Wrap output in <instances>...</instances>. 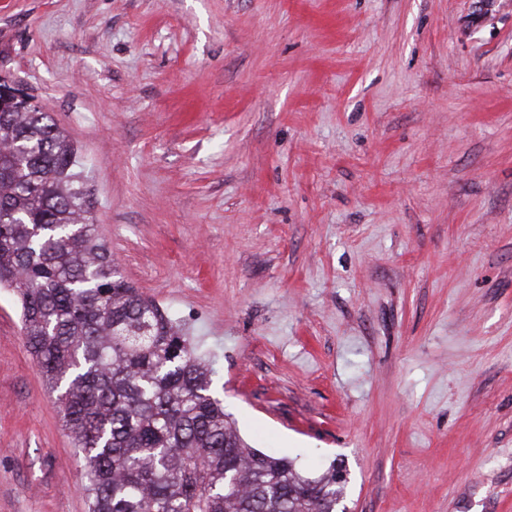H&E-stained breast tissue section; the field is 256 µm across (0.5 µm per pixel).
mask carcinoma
Here are the masks:
<instances>
[{
    "mask_svg": "<svg viewBox=\"0 0 512 512\" xmlns=\"http://www.w3.org/2000/svg\"><path fill=\"white\" fill-rule=\"evenodd\" d=\"M0 288L84 461L89 512H338L346 474L316 477L248 446L213 365L117 275L67 132L0 114Z\"/></svg>",
    "mask_w": 512,
    "mask_h": 512,
    "instance_id": "obj_1",
    "label": "carcinoma"
}]
</instances>
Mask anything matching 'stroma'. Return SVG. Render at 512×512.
<instances>
[{"label": "stroma", "mask_w": 512, "mask_h": 512, "mask_svg": "<svg viewBox=\"0 0 512 512\" xmlns=\"http://www.w3.org/2000/svg\"><path fill=\"white\" fill-rule=\"evenodd\" d=\"M0 0L119 275L346 512H512V0ZM0 288V512H87Z\"/></svg>", "instance_id": "1"}]
</instances>
